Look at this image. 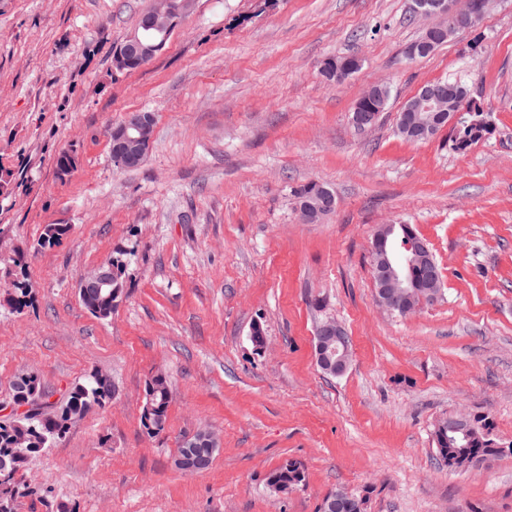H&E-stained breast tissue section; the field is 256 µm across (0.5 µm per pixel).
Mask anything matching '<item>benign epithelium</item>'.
<instances>
[{
    "label": "benign epithelium",
    "instance_id": "obj_1",
    "mask_svg": "<svg viewBox=\"0 0 512 512\" xmlns=\"http://www.w3.org/2000/svg\"><path fill=\"white\" fill-rule=\"evenodd\" d=\"M491 0H472L464 4L461 0H427L415 7L421 20L425 21L428 39L410 49V53L426 54L435 41L455 29H466L477 24L486 14ZM177 0H156V6L147 27L157 33L171 30V19L179 13ZM164 46L160 39L139 38L131 35L126 38L123 51L130 59L146 61L155 56ZM405 112H416L419 118L410 125L411 137H428L438 125H452L459 118L461 103L453 104L439 87L425 86L409 101ZM154 127V117L150 112H132L125 120L108 132L109 150L113 160L122 168L139 166L147 155ZM335 200L329 195L320 197L312 210L300 212L303 222H316L320 210H331ZM376 281L379 283L375 303L388 313L407 312L404 300L409 298L403 279L384 263L375 267ZM87 292L99 301L112 307L119 305L118 293L112 290V267L99 265L87 272L79 284V293ZM316 363L323 370L342 374L346 371L351 357V344L342 327L335 321L323 323L317 330L314 344ZM218 439L213 432L201 429L188 436L185 446L176 457L179 464L189 473H197L210 467Z\"/></svg>",
    "mask_w": 512,
    "mask_h": 512
}]
</instances>
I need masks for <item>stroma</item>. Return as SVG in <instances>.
I'll list each match as a JSON object with an SVG mask.
<instances>
[{
    "mask_svg": "<svg viewBox=\"0 0 512 512\" xmlns=\"http://www.w3.org/2000/svg\"><path fill=\"white\" fill-rule=\"evenodd\" d=\"M154 2L0 0V404L24 372L55 406L95 371L117 390L19 473L35 492L13 512H317L339 489L366 512H512V455L454 472L433 443L461 409L512 442V0L415 60L412 0H191L149 63L116 72L114 46ZM349 55L359 72L322 75ZM456 76L489 133L463 153L446 129L399 137L403 104ZM375 82L392 98L362 131L352 111ZM132 112L153 114L154 135L127 170L107 133ZM311 182L336 198L316 224L296 197ZM382 224L412 225L440 267L441 296L406 316L374 302ZM110 260L124 293L101 320L77 287ZM329 319L351 340L338 377L314 358ZM159 372L171 402L152 436ZM200 428L219 449L183 473ZM288 460L306 479L275 491ZM152 392L154 394L152 411V398L153 395H148L145 411L150 412V415L143 413L142 423L147 433L150 435H157L163 432L167 425V409L170 403V388L167 377L165 375H155L147 385L146 393ZM152 411V412H151ZM218 443V439L210 430H198L188 436L182 451L179 448L181 453H178L176 460L188 473L205 471L210 467ZM176 460L175 465L178 468Z\"/></svg>",
    "mask_w": 512,
    "mask_h": 512,
    "instance_id": "stroma-1",
    "label": "stroma"
}]
</instances>
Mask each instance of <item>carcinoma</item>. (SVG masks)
<instances>
[{
  "label": "carcinoma",
  "instance_id": "1",
  "mask_svg": "<svg viewBox=\"0 0 512 512\" xmlns=\"http://www.w3.org/2000/svg\"><path fill=\"white\" fill-rule=\"evenodd\" d=\"M391 99V87L381 84L377 87L371 102L358 101L353 110L352 118H357L365 106H370L376 115H381L387 109ZM488 131V125L481 112H466L453 127L452 139L454 148L464 150L472 143L482 138ZM417 237L410 224H396L389 240L395 241L396 247ZM434 272H439V266L431 251H423V258L416 260L412 269L406 271L408 284L420 289L426 287L428 279ZM146 391L154 394V410L142 415V423L147 433L157 435L163 432L167 425V409L170 403V388L166 376H154L147 385ZM112 382L104 375L94 373L82 383L76 384L70 390L65 405L58 411L46 413L37 408L41 397L36 378L26 382L23 392L13 395L15 408L30 406V409L12 414L0 420V458L8 462L7 472L0 471V501L15 500L19 495H26L32 489L17 480V475L26 470L33 458L43 449L65 435L70 421L76 415L83 414L92 405H102L110 398ZM470 430L463 435L448 433L447 419H440L434 426L433 442L441 461L448 468L462 470L468 457L477 452H485L497 445L492 438L493 423L489 416L470 414ZM20 433L28 436L31 451L21 456L12 455L16 437ZM305 481V471L301 463L288 460L273 470L268 477V484L279 492H288Z\"/></svg>",
  "mask_w": 512,
  "mask_h": 512
}]
</instances>
